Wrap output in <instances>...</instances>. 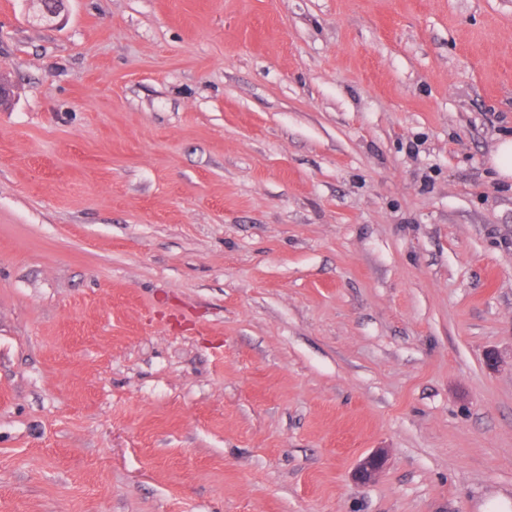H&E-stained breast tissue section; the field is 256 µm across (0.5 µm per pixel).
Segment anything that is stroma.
<instances>
[{"label":"stroma","mask_w":512,"mask_h":512,"mask_svg":"<svg viewBox=\"0 0 512 512\" xmlns=\"http://www.w3.org/2000/svg\"><path fill=\"white\" fill-rule=\"evenodd\" d=\"M0 74V512L512 498V0H0ZM385 462V455L380 451L368 455L357 466L355 478L363 483L375 480L382 471Z\"/></svg>","instance_id":"obj_1"}]
</instances>
